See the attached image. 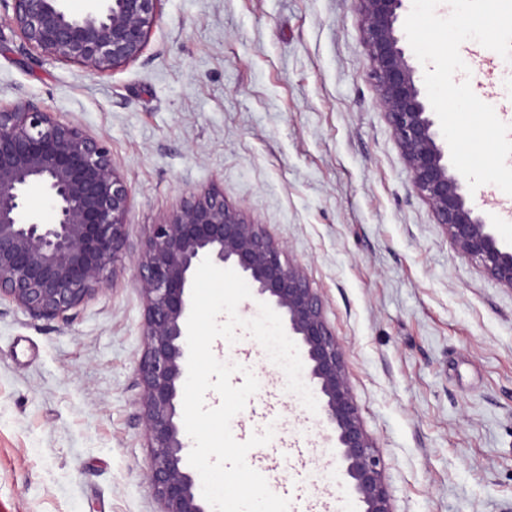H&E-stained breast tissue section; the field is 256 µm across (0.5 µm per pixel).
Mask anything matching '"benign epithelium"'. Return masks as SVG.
<instances>
[{
    "label": "benign epithelium",
    "mask_w": 512,
    "mask_h": 512,
    "mask_svg": "<svg viewBox=\"0 0 512 512\" xmlns=\"http://www.w3.org/2000/svg\"><path fill=\"white\" fill-rule=\"evenodd\" d=\"M158 2L99 0L76 13L67 0H12V9L25 45L100 75L140 56ZM354 2L378 102L414 189L458 252L512 289V247L468 204L466 182L450 169L417 68L406 57L397 22L407 0ZM37 192L52 210L47 223L33 214ZM129 206L127 183L102 137L30 102L0 109V297L35 316L67 317L115 279L126 254ZM206 257L236 269L255 299L279 314L300 350L348 487L363 512H393L320 294L263 226L230 207L216 187L190 195L151 225L134 269L145 307L139 385L151 448L146 477L160 512H206L185 466L188 444L177 423L193 275Z\"/></svg>",
    "instance_id": "7a95c632"
}]
</instances>
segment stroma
Listing matches in <instances>:
<instances>
[{"mask_svg": "<svg viewBox=\"0 0 512 512\" xmlns=\"http://www.w3.org/2000/svg\"><path fill=\"white\" fill-rule=\"evenodd\" d=\"M480 58L455 81L504 88ZM22 101L102 136L130 191L114 284L68 320L0 299V512H159L146 479L134 262L150 225L218 187L302 265L320 293L393 512H512V289L461 256L411 174L370 76L353 0H161L140 56L102 76L26 46L0 0V108ZM258 392L231 421L273 492L314 512L335 453L316 414L247 332L212 345ZM298 442L308 466L283 464Z\"/></svg>", "mask_w": 512, "mask_h": 512, "instance_id": "stroma-1", "label": "stroma"}]
</instances>
